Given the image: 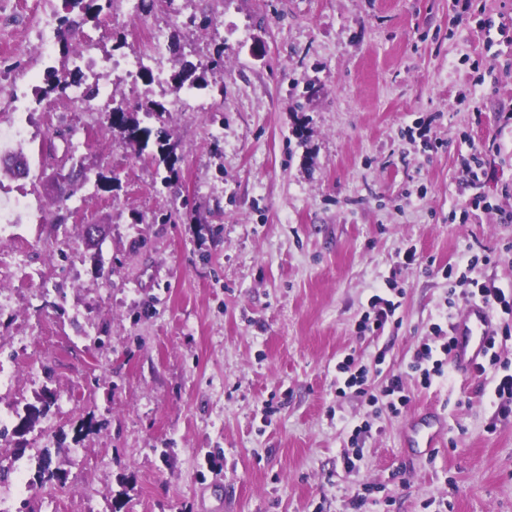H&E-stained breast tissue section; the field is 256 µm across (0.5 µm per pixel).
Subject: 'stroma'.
Segmentation results:
<instances>
[{"label": "stroma", "mask_w": 512, "mask_h": 512, "mask_svg": "<svg viewBox=\"0 0 512 512\" xmlns=\"http://www.w3.org/2000/svg\"><path fill=\"white\" fill-rule=\"evenodd\" d=\"M8 9L0 125L24 92L29 173L0 165V206L30 208L0 251V361L16 371L0 410L55 392L27 440L66 474L31 512H512V420L485 379L409 380L397 414L336 394L348 355L378 365L375 393L406 371L447 322L446 266L477 259L474 278L512 291V0H154L146 14L108 0L48 62L32 35L62 0ZM176 14L211 24L191 33ZM154 23L167 72L224 51L200 112L174 111L169 81L112 83L165 105L172 174L114 137L109 113L79 150L85 114L34 101L47 65L148 54L138 31ZM491 141L494 176L470 186L463 163ZM115 169L118 187L95 185ZM477 193L487 208L471 209ZM84 220L103 229L96 248ZM387 283L400 325L359 332ZM425 409L444 428L417 455L403 436Z\"/></svg>", "instance_id": "obj_1"}]
</instances>
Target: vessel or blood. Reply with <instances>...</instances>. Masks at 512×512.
I'll return each instance as SVG.
<instances>
[{
    "mask_svg": "<svg viewBox=\"0 0 512 512\" xmlns=\"http://www.w3.org/2000/svg\"><path fill=\"white\" fill-rule=\"evenodd\" d=\"M498 332L492 310L482 302L466 303L451 323L454 347L451 353L453 371L463 375L476 374L483 364L489 342ZM443 429L439 418L413 422L406 434L408 447L435 448Z\"/></svg>",
    "mask_w": 512,
    "mask_h": 512,
    "instance_id": "b4317fda",
    "label": "vessel or blood"
}]
</instances>
